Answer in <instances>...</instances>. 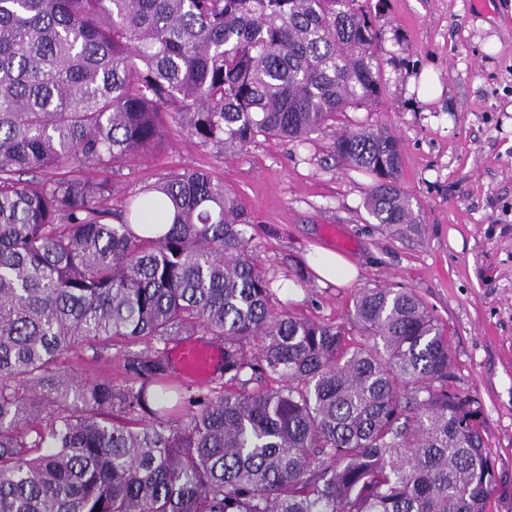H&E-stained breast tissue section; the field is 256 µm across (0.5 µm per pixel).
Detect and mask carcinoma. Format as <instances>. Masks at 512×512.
<instances>
[{
  "label": "carcinoma",
  "mask_w": 512,
  "mask_h": 512,
  "mask_svg": "<svg viewBox=\"0 0 512 512\" xmlns=\"http://www.w3.org/2000/svg\"><path fill=\"white\" fill-rule=\"evenodd\" d=\"M356 2L0 0V512H492L482 402L414 292L364 288L345 325L275 308L204 169L111 205L105 173L172 122L227 154L373 111L381 26ZM402 150L333 132L379 224L422 223ZM193 338L224 347L195 394L170 358ZM114 357L121 382L91 374Z\"/></svg>",
  "instance_id": "1"
}]
</instances>
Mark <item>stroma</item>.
I'll use <instances>...</instances> for the list:
<instances>
[{"label": "stroma", "mask_w": 512, "mask_h": 512, "mask_svg": "<svg viewBox=\"0 0 512 512\" xmlns=\"http://www.w3.org/2000/svg\"><path fill=\"white\" fill-rule=\"evenodd\" d=\"M358 3L379 17L385 84L377 111L338 122L401 138L400 185L421 223L369 216L371 179L334 157L327 132L302 147L261 136L229 155L174 126L112 181L128 193L172 171L211 172L245 203L251 254L295 316L342 323L361 289L416 292L447 333L454 385L483 404L500 474L492 512H512V0ZM314 245L349 259L358 277L318 282L305 259Z\"/></svg>", "instance_id": "35a3bbf8"}]
</instances>
